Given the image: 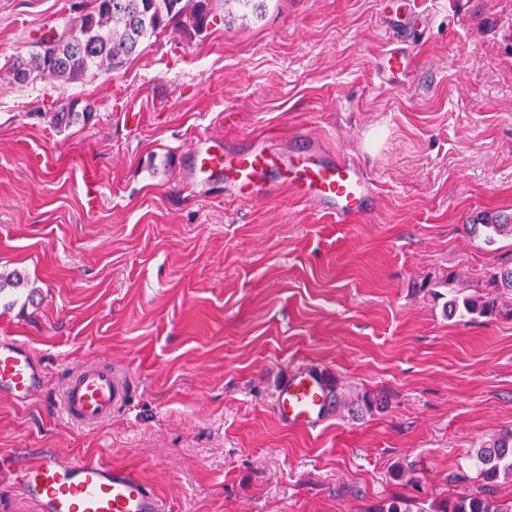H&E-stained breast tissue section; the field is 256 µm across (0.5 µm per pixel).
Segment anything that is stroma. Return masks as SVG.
<instances>
[{
  "label": "stroma",
  "instance_id": "1",
  "mask_svg": "<svg viewBox=\"0 0 512 512\" xmlns=\"http://www.w3.org/2000/svg\"><path fill=\"white\" fill-rule=\"evenodd\" d=\"M73 2L0 0V271L28 282L0 292V336L46 373L32 403L0 398V498L46 450L133 467L165 512H363L399 492L400 462L434 498L478 487L476 469L454 474L512 429V319H449L417 288L448 273L466 296L512 265V237L471 229L512 216V0H415L431 26L395 87L374 76L382 0L219 8L122 67L16 81L13 59ZM71 104L88 121L57 130ZM298 130L375 173L374 216L337 224L286 191L186 181L199 135ZM92 365L126 396L79 424L61 395ZM298 366L391 405L287 425L275 393Z\"/></svg>",
  "mask_w": 512,
  "mask_h": 512
}]
</instances>
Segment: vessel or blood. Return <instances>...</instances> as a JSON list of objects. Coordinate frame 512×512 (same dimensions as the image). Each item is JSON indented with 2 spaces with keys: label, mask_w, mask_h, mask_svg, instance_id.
Segmentation results:
<instances>
[{
  "label": "vessel or blood",
  "mask_w": 512,
  "mask_h": 512,
  "mask_svg": "<svg viewBox=\"0 0 512 512\" xmlns=\"http://www.w3.org/2000/svg\"><path fill=\"white\" fill-rule=\"evenodd\" d=\"M423 16L408 11L389 24L386 49L377 72L383 83L413 72L418 59L407 39ZM189 182L220 181L226 194L258 200L289 191L315 203L336 223L349 224L375 209L376 180L362 164L331 156L314 141L297 151L273 147L257 139L235 147L202 135L188 156ZM45 373L29 350L12 337L0 336V397L28 404L41 390ZM121 389L111 369L91 366L80 371L65 394L68 414L84 423L111 416ZM328 381L323 371L298 368L289 373L276 396L282 421L305 429L331 412ZM20 498L38 512H165L160 498L139 475L122 466L98 460H59L43 451L37 462L20 474Z\"/></svg>",
  "instance_id": "vessel-or-blood-1"
}]
</instances>
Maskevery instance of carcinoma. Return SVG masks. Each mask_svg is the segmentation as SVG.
Returning a JSON list of instances; mask_svg holds the SVG:
<instances>
[{
  "label": "carcinoma",
  "mask_w": 512,
  "mask_h": 512,
  "mask_svg": "<svg viewBox=\"0 0 512 512\" xmlns=\"http://www.w3.org/2000/svg\"><path fill=\"white\" fill-rule=\"evenodd\" d=\"M215 11L214 0H82L62 18V31L34 42L28 56L13 59L15 79L27 81L32 75L46 76L62 87L89 75L115 68L134 56L144 40L170 28L191 39L206 29ZM87 113L75 106L55 115V124L66 129L85 119ZM482 230L484 241L494 244L500 236L512 237V220L491 217ZM448 275L436 278L420 289L422 297L442 302L444 315L467 322L477 316L505 313L512 319V304L501 295L487 292L459 297L448 292ZM487 287L512 295V266L493 273ZM334 392L335 411L352 420L384 412L389 396L382 390L363 389L346 393L337 380L328 379ZM468 460L477 469L483 485L474 491L428 501L418 512H512V499L497 496L491 484L512 478V431H504L476 442ZM394 478L410 487H420L416 470L405 462L393 470ZM417 498L393 494L369 505L365 512H411Z\"/></svg>",
  "instance_id": "cac0c4a2"
}]
</instances>
